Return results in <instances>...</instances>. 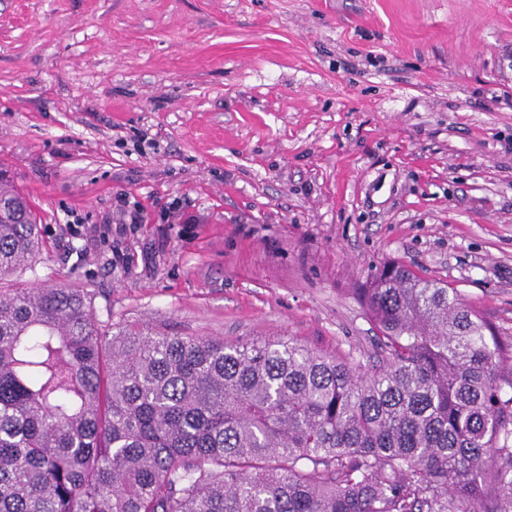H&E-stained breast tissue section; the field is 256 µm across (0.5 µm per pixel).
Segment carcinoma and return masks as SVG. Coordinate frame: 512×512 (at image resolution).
<instances>
[{
	"mask_svg": "<svg viewBox=\"0 0 512 512\" xmlns=\"http://www.w3.org/2000/svg\"><path fill=\"white\" fill-rule=\"evenodd\" d=\"M41 243L0 179V277ZM375 360L292 338L105 341L88 294L0 290V512H512V341L399 264Z\"/></svg>",
	"mask_w": 512,
	"mask_h": 512,
	"instance_id": "1",
	"label": "carcinoma"
}]
</instances>
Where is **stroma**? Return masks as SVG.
<instances>
[{
    "label": "stroma",
    "instance_id": "stroma-1",
    "mask_svg": "<svg viewBox=\"0 0 512 512\" xmlns=\"http://www.w3.org/2000/svg\"><path fill=\"white\" fill-rule=\"evenodd\" d=\"M506 90L512 0H0V170L42 231L4 285L364 363L354 290L400 262L512 341Z\"/></svg>",
    "mask_w": 512,
    "mask_h": 512
}]
</instances>
